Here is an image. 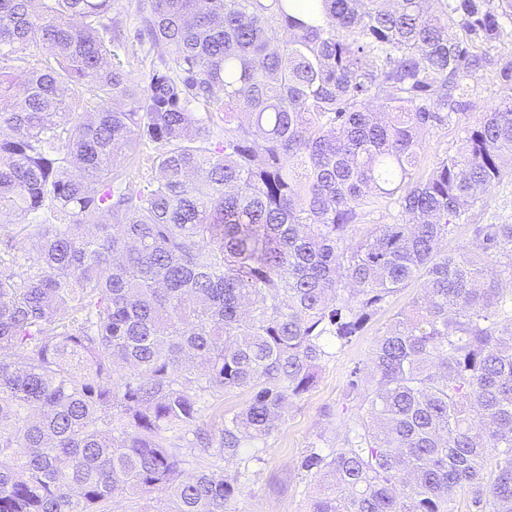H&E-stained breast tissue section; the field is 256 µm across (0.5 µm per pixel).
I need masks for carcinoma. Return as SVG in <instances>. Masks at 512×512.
<instances>
[{
    "label": "carcinoma",
    "mask_w": 512,
    "mask_h": 512,
    "mask_svg": "<svg viewBox=\"0 0 512 512\" xmlns=\"http://www.w3.org/2000/svg\"><path fill=\"white\" fill-rule=\"evenodd\" d=\"M112 4L0 0V98L24 86L0 111V222L42 220L22 274L0 237V512L153 493L237 512L246 474L211 449L262 460L332 349L421 276L351 369L336 446L300 459L311 512H451L461 492L512 512V224L440 250L512 178V56L473 51L512 34V0H321L307 20L292 0H144L131 35ZM132 41L164 49L140 80ZM492 63L511 94L426 165ZM144 147L159 176L136 180ZM235 390L243 408L196 427Z\"/></svg>",
    "instance_id": "obj_1"
}]
</instances>
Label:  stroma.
I'll return each instance as SVG.
<instances>
[{
    "label": "stroma",
    "mask_w": 512,
    "mask_h": 512,
    "mask_svg": "<svg viewBox=\"0 0 512 512\" xmlns=\"http://www.w3.org/2000/svg\"><path fill=\"white\" fill-rule=\"evenodd\" d=\"M475 106L461 114L457 124L427 136L424 154L428 161L456 154L464 127L474 125L481 112L499 105L506 91L496 67H489L473 79ZM512 223V182L493 186L473 211L468 223L457 225L443 248L454 254L470 248L471 227L475 224ZM419 294L418 283L395 294L385 310L373 318L362 336L326 361L315 388L290 406L282 423L267 440L261 462H249L251 480L237 503L239 512H310L318 493L316 481L299 469V461L313 443L328 448L336 442V427L357 405L355 393L347 385L354 366L365 365L386 323L407 308Z\"/></svg>",
    "instance_id": "stroma-1"
}]
</instances>
